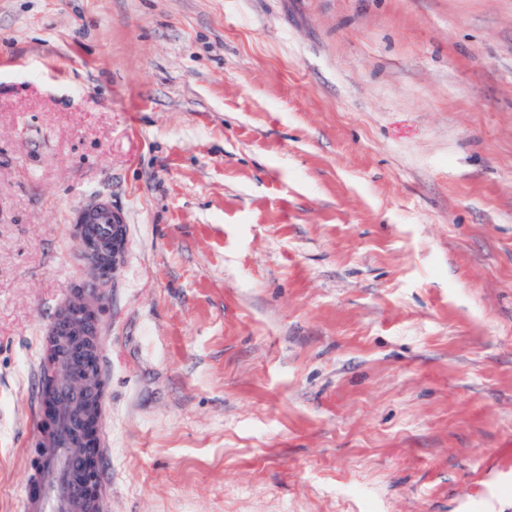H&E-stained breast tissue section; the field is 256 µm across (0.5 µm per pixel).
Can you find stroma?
Masks as SVG:
<instances>
[{
  "mask_svg": "<svg viewBox=\"0 0 512 512\" xmlns=\"http://www.w3.org/2000/svg\"><path fill=\"white\" fill-rule=\"evenodd\" d=\"M98 196L108 512H512V0H0V512Z\"/></svg>",
  "mask_w": 512,
  "mask_h": 512,
  "instance_id": "stroma-1",
  "label": "stroma"
}]
</instances>
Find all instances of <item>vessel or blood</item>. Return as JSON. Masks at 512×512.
<instances>
[{
  "label": "vessel or blood",
  "instance_id": "b4317fda",
  "mask_svg": "<svg viewBox=\"0 0 512 512\" xmlns=\"http://www.w3.org/2000/svg\"><path fill=\"white\" fill-rule=\"evenodd\" d=\"M98 215L96 223L78 220L70 224L68 233L81 248V260L96 273L92 281H72L70 288L55 300L52 313L40 336V350L61 346L67 334L65 323L73 316L83 320V334L92 347L86 359L93 372L104 369L101 341L104 329L100 324L98 307L104 298L102 284L112 278V205L109 200L92 203ZM71 358L58 356L51 368H37L39 395L34 407L33 425L36 454L29 462L22 494L23 512H101L107 490L99 483H73L69 474L78 459L72 451V422L66 410L55 416L46 413L48 401H63L71 393L67 377L75 376ZM95 407L93 433L88 444L91 458H100L106 447L105 413L109 393L105 384H96L89 392Z\"/></svg>",
  "mask_w": 512,
  "mask_h": 512
}]
</instances>
